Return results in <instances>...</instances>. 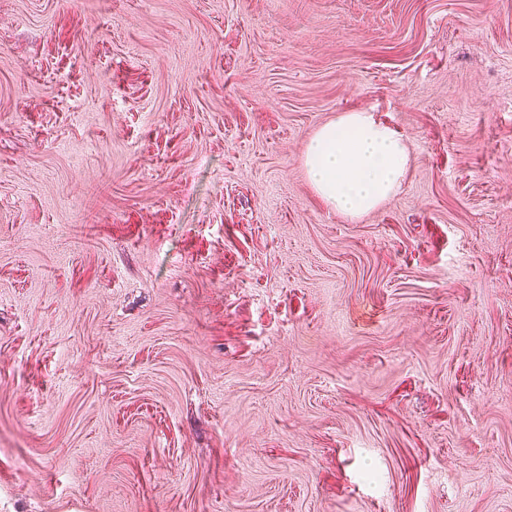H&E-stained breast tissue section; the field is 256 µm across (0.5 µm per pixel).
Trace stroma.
<instances>
[{"label":"stroma","mask_w":512,"mask_h":512,"mask_svg":"<svg viewBox=\"0 0 512 512\" xmlns=\"http://www.w3.org/2000/svg\"><path fill=\"white\" fill-rule=\"evenodd\" d=\"M0 512H512V0H0ZM408 143L368 112H342L308 140L303 163L316 193L336 212L358 218L403 187Z\"/></svg>","instance_id":"obj_1"}]
</instances>
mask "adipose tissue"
I'll return each instance as SVG.
<instances>
[{
  "instance_id": "1",
  "label": "adipose tissue",
  "mask_w": 512,
  "mask_h": 512,
  "mask_svg": "<svg viewBox=\"0 0 512 512\" xmlns=\"http://www.w3.org/2000/svg\"><path fill=\"white\" fill-rule=\"evenodd\" d=\"M408 143L367 112H344L308 140L303 163L316 193L336 212L358 218L398 194Z\"/></svg>"
}]
</instances>
